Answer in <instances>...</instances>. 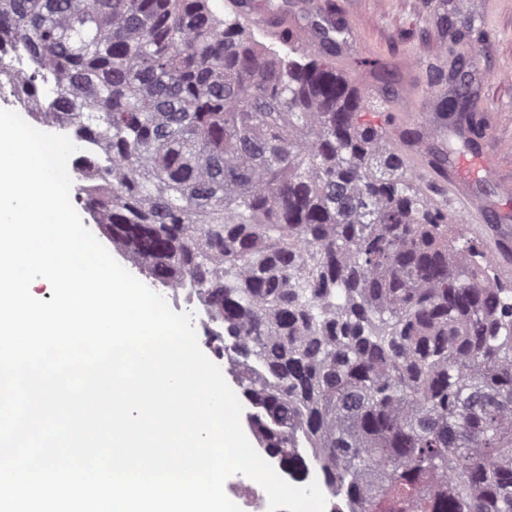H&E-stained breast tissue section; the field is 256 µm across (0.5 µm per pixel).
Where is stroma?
Masks as SVG:
<instances>
[{
  "instance_id": "35a3bbf8",
  "label": "stroma",
  "mask_w": 512,
  "mask_h": 512,
  "mask_svg": "<svg viewBox=\"0 0 512 512\" xmlns=\"http://www.w3.org/2000/svg\"><path fill=\"white\" fill-rule=\"evenodd\" d=\"M475 25L488 27L489 39L451 42L442 23L443 10L427 0H332L337 17L356 35L354 46L337 54L336 68L351 75L373 100H390L391 114L402 119V135L418 134L424 113L433 112L448 84L427 81L431 68H449L455 58L473 59L469 83L477 108L496 145V159L512 168V0H464ZM379 57L390 77L355 71L353 62Z\"/></svg>"
}]
</instances>
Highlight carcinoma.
I'll use <instances>...</instances> for the list:
<instances>
[{
    "label": "carcinoma",
    "instance_id": "1",
    "mask_svg": "<svg viewBox=\"0 0 512 512\" xmlns=\"http://www.w3.org/2000/svg\"><path fill=\"white\" fill-rule=\"evenodd\" d=\"M0 0L17 91L99 149L81 198L151 282L203 303L261 446L307 445L351 512H512V288L424 194L386 103L281 54L230 0ZM469 112L466 86L437 101Z\"/></svg>",
    "mask_w": 512,
    "mask_h": 512
}]
</instances>
